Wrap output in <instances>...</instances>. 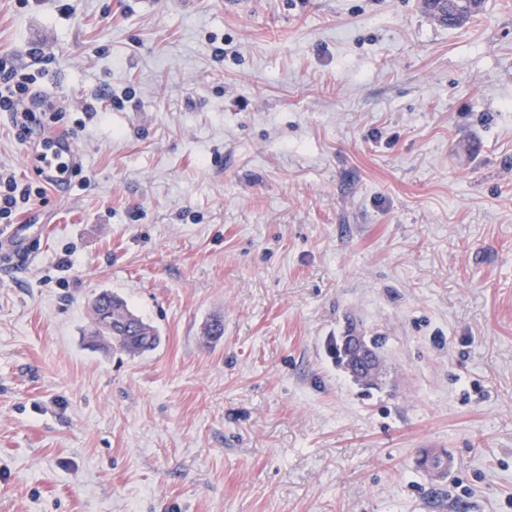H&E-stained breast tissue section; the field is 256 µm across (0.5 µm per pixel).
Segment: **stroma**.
Segmentation results:
<instances>
[{"mask_svg": "<svg viewBox=\"0 0 512 512\" xmlns=\"http://www.w3.org/2000/svg\"><path fill=\"white\" fill-rule=\"evenodd\" d=\"M1 53L80 167L0 265V512H512V0H0ZM104 290L156 350L92 341ZM448 1V21L447 18L440 19L439 16L432 11L430 5H424L426 12L435 18L441 24L448 26V28L454 29L463 26L464 24L470 22L474 17L480 14L484 9V0H479L477 2V7L472 9L470 7L464 8L463 11H460L458 15H455L453 8V1ZM343 343L356 365V376L361 384L375 383L382 373V365L372 355L371 345L357 323L350 322L344 331Z\"/></svg>", "mask_w": 512, "mask_h": 512, "instance_id": "1", "label": "stroma"}]
</instances>
